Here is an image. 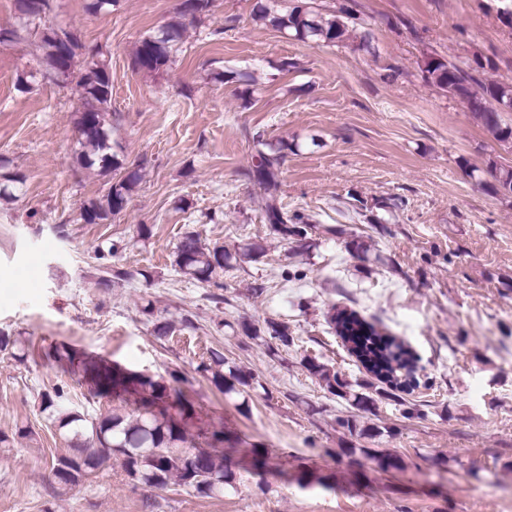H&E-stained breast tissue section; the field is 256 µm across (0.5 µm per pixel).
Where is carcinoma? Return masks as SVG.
Masks as SVG:
<instances>
[{"label":"carcinoma","instance_id":"1","mask_svg":"<svg viewBox=\"0 0 512 512\" xmlns=\"http://www.w3.org/2000/svg\"><path fill=\"white\" fill-rule=\"evenodd\" d=\"M42 0H17L22 24L18 28H0V44H13L24 35L37 37L42 50L43 77L61 85H74L79 101L76 129L79 150L75 161L84 169L96 168L106 175L124 169V163L112 152V77L105 54L97 46H85L75 41L64 44L60 27L48 18L36 15ZM212 0H185L178 16L167 22L157 34H147L138 40L133 66L146 73H157L173 62L178 45L186 30V19H197L209 12ZM257 23L271 26L292 35L302 42L325 46H340L354 39L356 47L375 53L370 34L364 31L365 22L349 4L337 10L322 12L311 0L292 3L281 8V0L258 3L253 12ZM461 66L439 56L426 57L422 68L425 79L453 98L468 106L474 120L500 142L512 141V124L503 113L512 112V83L484 81L479 68ZM252 149L258 161L251 170L257 186L254 203L273 232L282 239L303 241L314 228L309 215L289 213L280 203L281 167L293 146L279 142L274 146L260 133L252 135ZM484 173L467 169V176L492 197L512 198V166L496 162L487 164ZM142 180L141 168L125 169L118 178H110L109 187L82 204L81 219L86 224H103L120 214ZM24 179L17 174L0 176V199L15 201L22 192ZM264 252L258 243L231 253L224 246L205 244L194 229L186 230L179 240L174 256L175 271L216 292L210 298L223 300L221 292L228 289L224 272L245 260L255 261ZM144 279L151 274L139 270L133 274L124 269L107 268L101 286L107 288L112 280H129L134 275ZM329 324L336 335L351 344V355L365 370L370 381L351 383L336 367L305 355L300 364L320 387L333 399L346 403L347 414L336 418V425L350 437L368 439L370 448L354 445L344 449L346 455H359L383 472L400 470L403 461L382 447V438L393 436V429L368 421L376 415L377 404L383 399L396 401L400 394H410L419 386L418 358L403 339L366 320L355 311L331 308ZM238 331L251 340L260 341L272 357L296 345L288 324L266 318L262 323L244 320ZM0 351L17 361L34 355V349L21 338L0 332ZM41 357L54 361L63 371L77 376V384L86 388L91 399H108L132 403L133 408H107L95 417H87L65 406L64 393L58 388L40 394V411L53 425L70 453L52 459L50 478L57 494L64 495L92 473L121 461L128 480L146 490L178 488L187 494L222 498L239 490L242 472L264 476L275 470L274 454L255 446L249 449L248 466L236 460L234 436L219 423L204 435V444L186 446V427L199 414L201 406L185 387L186 379L178 370L168 377L153 375L129 368L114 360L86 353L67 344L45 348ZM196 371L209 380L239 411L248 408L252 393L263 388L260 377L253 371L228 361L218 349L210 351Z\"/></svg>","mask_w":512,"mask_h":512}]
</instances>
